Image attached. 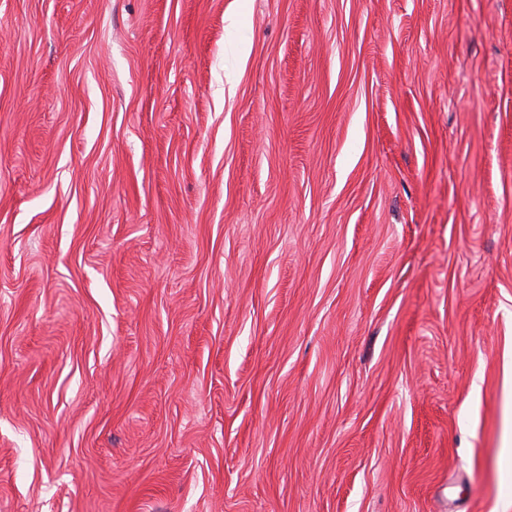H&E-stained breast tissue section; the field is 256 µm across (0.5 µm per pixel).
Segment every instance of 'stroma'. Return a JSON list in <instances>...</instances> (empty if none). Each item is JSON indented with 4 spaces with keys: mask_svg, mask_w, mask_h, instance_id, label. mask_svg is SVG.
<instances>
[{
    "mask_svg": "<svg viewBox=\"0 0 512 512\" xmlns=\"http://www.w3.org/2000/svg\"><path fill=\"white\" fill-rule=\"evenodd\" d=\"M512 0H0V512H512Z\"/></svg>",
    "mask_w": 512,
    "mask_h": 512,
    "instance_id": "1",
    "label": "stroma"
}]
</instances>
